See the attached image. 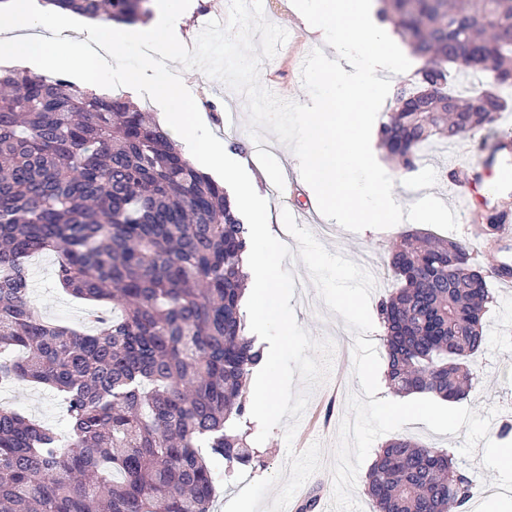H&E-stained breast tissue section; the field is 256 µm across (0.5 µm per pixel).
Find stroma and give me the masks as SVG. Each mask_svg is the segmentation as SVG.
Wrapping results in <instances>:
<instances>
[{"instance_id":"35a3bbf8","label":"stroma","mask_w":512,"mask_h":512,"mask_svg":"<svg viewBox=\"0 0 512 512\" xmlns=\"http://www.w3.org/2000/svg\"><path fill=\"white\" fill-rule=\"evenodd\" d=\"M264 15L269 22L284 28L292 36L293 43L289 50H278L273 59L262 63V84L273 93L287 91L293 99L302 100L307 91L296 71L295 62L320 47L321 42L317 34L306 32L293 11L291 0H264ZM180 77L189 89L209 93L214 107L203 112L209 135L240 144L242 156L249 160L251 173L255 177H263L264 170L256 158V145L247 129L248 112L243 95L197 69L182 70ZM469 145L466 139L432 143L423 148L416 170L391 167L399 197L406 202L429 194L447 199L445 174L448 166L465 161ZM326 223V217H317L309 229L330 253L343 254L357 263L369 259L380 268L381 276L369 299L370 310H377L380 300L395 285L392 273L386 268L388 249L399 235L408 232V225L398 224L360 237L337 224L332 226L330 234H323L322 226ZM40 261V268L30 272L34 298L49 318L78 322L80 315L86 312L85 305L57 287L52 256H41ZM283 266L294 275L296 288L291 305L298 324L313 338H328L335 344L330 375L325 383L313 391L291 446L301 452L313 442H321L323 459L328 462L332 459L338 428L346 414L347 397L361 390L348 353L349 347L354 344V334L344 320L320 300L316 288L309 286L308 270L299 258L285 259ZM486 330V343L472 361L478 384L463 404L477 411L479 416H493L495 424L488 430L492 441L512 442V432L508 435L502 432L506 425L512 429V320L501 319L498 306H491L487 313ZM4 404L49 422L60 421L62 416L56 394L29 382L17 384L7 392ZM287 447L284 429L278 426L264 443L255 445V461L251 466L228 473L224 470L223 461H214L212 468L217 496L213 512H224L225 505L253 480L272 476L279 471L286 462ZM482 456V451L478 450L464 461L466 470L476 475L478 480L471 512H489L490 506L496 503L512 505V495L499 494L494 487L497 472L483 467Z\"/></svg>"}]
</instances>
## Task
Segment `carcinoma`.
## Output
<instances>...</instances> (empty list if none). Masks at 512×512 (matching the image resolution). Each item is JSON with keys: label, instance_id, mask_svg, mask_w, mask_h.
<instances>
[{"label": "carcinoma", "instance_id": "obj_1", "mask_svg": "<svg viewBox=\"0 0 512 512\" xmlns=\"http://www.w3.org/2000/svg\"><path fill=\"white\" fill-rule=\"evenodd\" d=\"M136 24L149 0H46ZM423 61L397 89L380 145L405 169L434 140L471 137L512 109V0H379ZM488 72L493 99L455 90ZM250 226L147 112L67 76H0V385L56 392L68 430L0 406V512H211L210 461L249 465L245 388L264 359L240 302ZM398 282L379 303L386 378L446 401L474 387L494 296L489 268L431 230L389 248ZM56 254L70 296L112 307L90 330L45 318L29 260ZM376 512H448L477 480L409 437L366 476Z\"/></svg>", "mask_w": 512, "mask_h": 512}]
</instances>
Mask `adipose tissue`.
I'll return each mask as SVG.
<instances>
[{
	"mask_svg": "<svg viewBox=\"0 0 512 512\" xmlns=\"http://www.w3.org/2000/svg\"><path fill=\"white\" fill-rule=\"evenodd\" d=\"M0 12L9 14L12 31L11 36L0 38L1 62L40 74L68 67L84 81L103 68L116 71L129 88L146 91L158 103L162 125L188 148L198 151L202 170H217L233 185L235 209L245 212L251 225L252 247L246 258L249 317L260 327L278 326L281 336H288L293 320L283 303L284 284L279 275L284 251L270 232L279 216L267 194L245 174L244 160L238 153L231 151L224 140L206 136L200 113L191 110L190 95L170 68H154L152 79L147 81L140 70L124 68L116 50L134 34L148 46L145 66L154 67L157 55L168 57L172 64L183 63L185 54L178 37L183 22L180 6L156 14L133 34L114 23L87 21L74 39L52 36V29L64 26L65 21L37 0H0Z\"/></svg>",
	"mask_w": 512,
	"mask_h": 512,
	"instance_id": "obj_1",
	"label": "adipose tissue"
}]
</instances>
